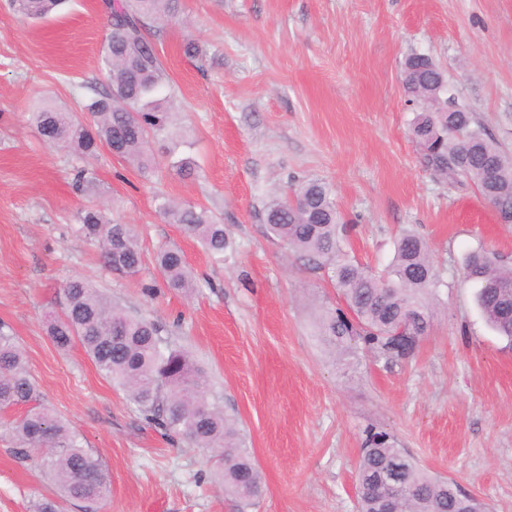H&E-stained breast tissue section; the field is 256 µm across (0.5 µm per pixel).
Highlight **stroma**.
<instances>
[{"label": "stroma", "mask_w": 512, "mask_h": 512, "mask_svg": "<svg viewBox=\"0 0 512 512\" xmlns=\"http://www.w3.org/2000/svg\"><path fill=\"white\" fill-rule=\"evenodd\" d=\"M158 35L193 141V177L146 181L108 153L81 160L44 144L29 118L39 101L78 110L107 35L98 0H71L40 23L0 0V327L15 336L41 404L53 409L110 476L99 512H239L214 454L148 423L80 344L59 349L47 320L63 285L90 280L126 311L158 322L204 369L238 418L263 476L254 512H357L355 467L369 429L489 512H512V344L486 323L469 254L494 249L512 266V224L468 178L433 174L409 132L405 58L431 57L490 136L512 154V0H180ZM207 44L189 60L187 39ZM93 168L113 220L135 225L137 275L100 267L75 214L95 204L73 170ZM317 178L350 231V258L382 270L401 230L421 235L441 279L429 334L391 365L362 347L320 340L339 297L326 270L270 239V196ZM209 207L233 241L223 264L168 223L155 191ZM182 249L192 294L166 287L159 247ZM0 413V512H29L52 485L17 459Z\"/></svg>", "instance_id": "35a3bbf8"}]
</instances>
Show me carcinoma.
Instances as JSON below:
<instances>
[{
	"label": "carcinoma",
	"mask_w": 512,
	"mask_h": 512,
	"mask_svg": "<svg viewBox=\"0 0 512 512\" xmlns=\"http://www.w3.org/2000/svg\"><path fill=\"white\" fill-rule=\"evenodd\" d=\"M62 3L13 0L16 11L32 21L49 18ZM178 6L179 0H101L108 34L100 61L112 89L83 84L89 95L82 108L90 125L48 104L31 112L30 123L44 143L73 149L85 158L104 149L146 180L164 166L180 173L192 170L190 159L178 156L182 142L173 130L172 117L178 115L173 95H160L170 76L156 36ZM183 52L201 62L208 49L190 39ZM402 84L416 106L410 133L425 167L444 178H469L503 218H511L512 157L458 97L450 101L444 96V70L428 56L411 54L403 64ZM156 141L169 142L159 156L150 151ZM75 179L90 194L98 190L95 173L87 167L78 168ZM155 202L169 223L204 245L214 262L224 261L233 242L208 207L177 204L162 193ZM77 221L79 232L99 248L104 267L125 274L139 271L143 252L133 225L112 221L94 205L78 211ZM264 223L267 235L289 251L319 258L331 267L342 304L321 315L318 335L325 343L344 350L359 342L387 364L415 353L431 327L432 300L439 285L429 248L419 236L403 233L381 274L348 258L343 251L347 226L331 188L320 179L303 180L291 194L272 198L264 208ZM155 262L168 287L194 288L181 249L161 248ZM466 275L479 283L476 301L488 325L512 342V268L502 266L494 250L481 248L469 254ZM63 291L64 314L48 325L55 344L66 349L79 341L101 374L122 388L150 423L181 436L194 448L216 453L224 494L239 503L240 512L254 508L264 493L262 473L236 419L224 413L190 354L171 345L159 324L125 312L82 277L67 280ZM38 398L22 351L13 336L0 331V412L27 407L9 422L17 441L14 453L28 459L45 448L51 452L43 466L54 492L33 501L30 512H63L68 501L83 502L89 510L109 494L108 472ZM356 476L359 512H384L389 501L398 512H486L477 498L455 482L429 473L383 432L367 433Z\"/></svg>",
	"instance_id": "carcinoma-1"
}]
</instances>
